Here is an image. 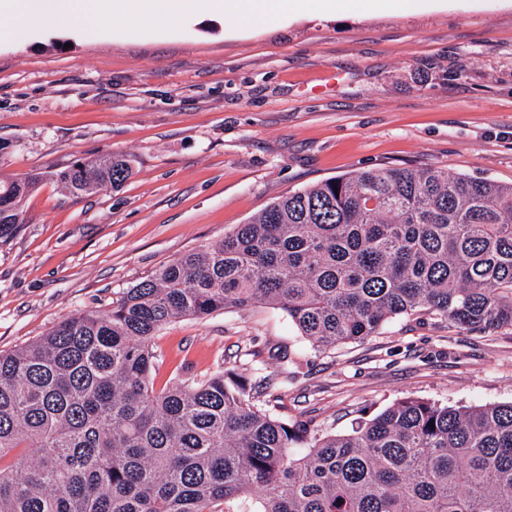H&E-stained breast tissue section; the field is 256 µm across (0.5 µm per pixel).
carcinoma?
Wrapping results in <instances>:
<instances>
[{
	"label": "carcinoma",
	"instance_id": "1",
	"mask_svg": "<svg viewBox=\"0 0 512 512\" xmlns=\"http://www.w3.org/2000/svg\"><path fill=\"white\" fill-rule=\"evenodd\" d=\"M132 174L119 153L0 174V244L43 181L79 197ZM263 306L321 350L399 316L512 328V186L441 168L334 177L0 351V512H512V403L406 397L325 435L258 407L233 369L154 386L163 326Z\"/></svg>",
	"mask_w": 512,
	"mask_h": 512
}]
</instances>
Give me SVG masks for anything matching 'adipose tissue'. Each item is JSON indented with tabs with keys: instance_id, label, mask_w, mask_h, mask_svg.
Instances as JSON below:
<instances>
[{
	"instance_id": "1",
	"label": "adipose tissue",
	"mask_w": 512,
	"mask_h": 512,
	"mask_svg": "<svg viewBox=\"0 0 512 512\" xmlns=\"http://www.w3.org/2000/svg\"><path fill=\"white\" fill-rule=\"evenodd\" d=\"M333 0H0V12L39 24L79 31L103 28L112 16L144 19L165 26L201 11L230 15L246 25H276L289 12L321 10Z\"/></svg>"
}]
</instances>
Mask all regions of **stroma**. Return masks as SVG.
I'll list each match as a JSON object with an SVG mask.
<instances>
[{
  "mask_svg": "<svg viewBox=\"0 0 512 512\" xmlns=\"http://www.w3.org/2000/svg\"><path fill=\"white\" fill-rule=\"evenodd\" d=\"M0 141L10 176L126 154L117 190L44 181L0 247V350L110 304L162 264L223 239L269 203L377 167L445 168L512 185V0H373L245 27L203 13L165 27L113 16L90 33L0 14ZM155 386L232 368L273 384L280 419L346 433L412 396L512 402V328L400 316L312 347L280 310L165 326Z\"/></svg>",
  "mask_w": 512,
  "mask_h": 512,
  "instance_id": "1",
  "label": "stroma"
}]
</instances>
